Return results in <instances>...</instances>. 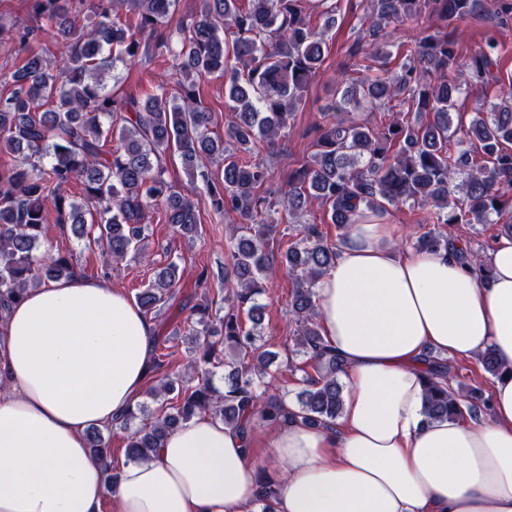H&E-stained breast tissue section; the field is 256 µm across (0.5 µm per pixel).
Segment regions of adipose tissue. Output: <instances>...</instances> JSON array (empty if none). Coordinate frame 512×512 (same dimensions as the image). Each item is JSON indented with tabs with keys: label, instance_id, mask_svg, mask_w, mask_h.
I'll return each instance as SVG.
<instances>
[{
	"label": "adipose tissue",
	"instance_id": "ef3b65f1",
	"mask_svg": "<svg viewBox=\"0 0 512 512\" xmlns=\"http://www.w3.org/2000/svg\"><path fill=\"white\" fill-rule=\"evenodd\" d=\"M385 217L351 225L315 286L325 344L345 360L335 428L260 436L200 416L121 466L114 492L85 432L141 397L154 325L125 294L74 277L27 290L0 320V512H512V235L488 275L453 251L403 253ZM494 350L488 411L426 422L423 359ZM267 447L269 471L256 461Z\"/></svg>",
	"mask_w": 512,
	"mask_h": 512
}]
</instances>
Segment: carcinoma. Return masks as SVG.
I'll use <instances>...</instances> for the list:
<instances>
[{"mask_svg": "<svg viewBox=\"0 0 512 512\" xmlns=\"http://www.w3.org/2000/svg\"><path fill=\"white\" fill-rule=\"evenodd\" d=\"M37 25L23 26L1 37L25 48L33 41L64 47L53 67L45 57L27 51L24 63L11 74V89L0 95V152L13 156L0 163V317L30 288L75 276L78 258L72 252L46 260L37 255L44 226L54 215L85 245L102 246V269L124 259L144 238L153 209L164 223L183 235L197 231L201 201L183 194L166 177V153L179 154L193 174L203 158L222 160V175L207 183L212 209L236 222L230 276L232 292L224 316L210 317L209 302L192 307L186 322L196 357L194 386L180 375L165 374L149 395L162 402L154 421L133 426L146 406L138 403L117 423L125 433L126 455L139 460L163 445L168 433L206 413L224 424L252 430L255 420L274 422L291 415L315 427H331L342 412L343 385L338 376L343 360L324 345L316 309L317 281L332 268L336 244L316 224L301 226L279 266L268 254L278 225L272 202L261 188L270 168L256 158L260 144L272 143L288 127L310 81L323 62L325 35L335 21L330 0H203L191 23L166 31L178 0H31ZM130 3L134 20H115ZM363 37L351 50L369 64L359 76L342 73L339 99L327 106L318 126L315 152L285 182L282 203L301 212L318 203L330 206V220L346 230L365 214L388 212L406 205L428 208L432 224H492L512 230V78L493 74L499 44L494 38L465 62L448 32L453 21L482 12L496 24L512 18V0H370ZM86 12L91 28L78 23ZM444 25L421 31L409 48L400 73L387 76L389 54L382 45L391 27L424 14ZM174 52L178 61L179 95L165 88L145 99L112 94L104 75L114 64L134 62L142 38ZM218 72L224 76L226 111L224 138L207 135L212 113L201 100L196 79ZM499 86L496 100L478 108L465 138H455L452 114L471 81ZM398 103L383 126L374 130L336 113L383 101ZM415 118H410V115ZM423 114L432 116L424 123ZM116 146L105 150L109 140ZM78 183L83 202L67 188ZM448 234L429 233L418 250L448 249ZM294 280L291 313L298 326L294 345L309 356L317 376L309 377L295 412L286 395L266 381L271 354L257 345L260 324L258 297L265 294L277 270ZM179 266L171 262L137 294L146 314L158 313L176 298ZM251 326H246L242 315ZM219 336L210 341L207 336ZM232 358L224 389L216 388L211 369ZM425 417L428 421L463 419L487 401L473 392L453 388L454 370L428 354L424 358ZM94 427L87 432L92 455L105 465L107 491L118 476L112 473L109 440ZM278 486L261 482L256 500L262 512Z\"/></svg>", "mask_w": 512, "mask_h": 512, "instance_id": "carcinoma-1", "label": "carcinoma"}]
</instances>
